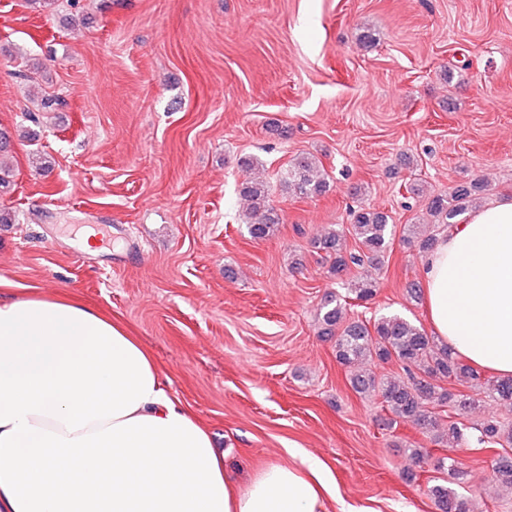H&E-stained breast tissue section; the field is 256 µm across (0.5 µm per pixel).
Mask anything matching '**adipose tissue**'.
I'll use <instances>...</instances> for the list:
<instances>
[{
  "label": "adipose tissue",
  "mask_w": 512,
  "mask_h": 512,
  "mask_svg": "<svg viewBox=\"0 0 512 512\" xmlns=\"http://www.w3.org/2000/svg\"><path fill=\"white\" fill-rule=\"evenodd\" d=\"M437 339L512 376V199L473 212L422 264ZM318 457L246 486L137 337L78 296L0 292V512H327Z\"/></svg>",
  "instance_id": "1"
}]
</instances>
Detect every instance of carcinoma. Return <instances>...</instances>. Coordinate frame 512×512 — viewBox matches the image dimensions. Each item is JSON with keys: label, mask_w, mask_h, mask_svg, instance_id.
I'll use <instances>...</instances> for the list:
<instances>
[{"label": "carcinoma", "mask_w": 512, "mask_h": 512, "mask_svg": "<svg viewBox=\"0 0 512 512\" xmlns=\"http://www.w3.org/2000/svg\"><path fill=\"white\" fill-rule=\"evenodd\" d=\"M257 161L240 160L245 178L239 186L243 201L242 221L255 240H266L279 231L282 219L271 199L270 186L252 176ZM283 190L297 198H312L329 190L323 164L306 153L296 157L284 173ZM481 189L474 182L459 185L449 194L428 201L431 217L428 229L409 224L403 243L419 253L430 252L440 239V229L456 223L467 208L468 199ZM352 237L358 249L347 248ZM311 252L326 263L329 278L340 281L348 299L368 302L378 290V281L365 267L379 269L390 250L389 216L370 207L352 212L351 224L320 231L310 240ZM319 334L334 341L336 358L349 375L351 388L367 397L377 396L390 413L389 424L410 422L437 444H451L448 454L433 460V469L448 474L435 479L428 493L436 512H476L470 492L471 475L451 455L454 448L475 450L512 448V422L490 415L477 422L466 417L480 402L512 406V376H486L413 320L389 314L374 320L350 318L347 303L331 292L318 314ZM376 363H392L402 375H380ZM494 481L512 491V457L499 456L493 462Z\"/></svg>", "instance_id": "obj_1"}]
</instances>
